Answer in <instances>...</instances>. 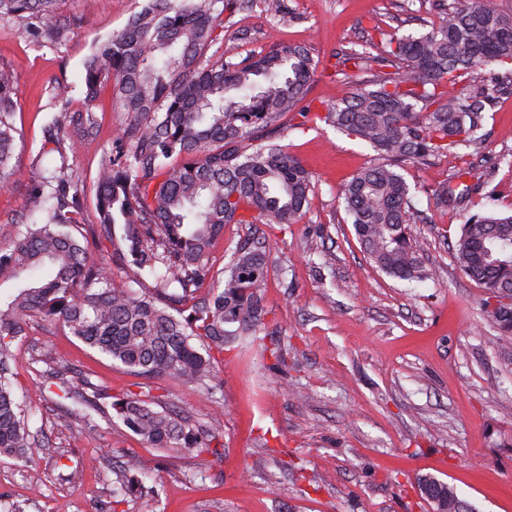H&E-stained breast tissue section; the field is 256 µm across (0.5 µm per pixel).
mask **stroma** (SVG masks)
Listing matches in <instances>:
<instances>
[{
	"label": "stroma",
	"instance_id": "1",
	"mask_svg": "<svg viewBox=\"0 0 512 512\" xmlns=\"http://www.w3.org/2000/svg\"><path fill=\"white\" fill-rule=\"evenodd\" d=\"M299 23L274 26L241 13L224 25L226 53L245 56L270 46L305 43L318 70L309 97L334 101L332 54L372 25L386 33H420L436 19L433 0H417L418 18L394 21L391 0H293ZM138 0H61L59 13L76 27L62 46L33 41L18 25L0 23V67L15 76L14 124L20 134L8 187L0 189V246L22 217L37 219L31 190L43 127L67 88L83 107V66L93 46L121 30ZM248 31L249 42L239 38ZM95 139L68 138L69 163L85 196L86 223L95 221V177L111 151L121 114L111 91L93 107ZM481 156L465 155L488 171L467 212L437 204L452 163L406 165L415 207L426 216L416 231L435 279L402 281L367 258L336 199V189L374 152L326 125L289 133L284 143L314 184L312 204L298 224H228L208 263L222 271L239 242L258 232L270 249L263 289L265 321L287 352L288 369H272L258 347L226 348L215 365L216 386L204 392L163 377L145 379L63 331L30 323L11 344L14 392L30 424L55 448L71 452L33 463L0 457V504L22 512H112L108 489L121 454L139 456L142 495L124 512H432L412 484L430 475L454 486L473 512H512V341L499 340L487 317L482 288L459 269L451 246L465 213L512 211V95L488 112ZM77 369L100 403L150 393L183 416L220 418L222 458L150 447L120 423L100 422L77 435L76 407L42 389L43 348Z\"/></svg>",
	"mask_w": 512,
	"mask_h": 512
}]
</instances>
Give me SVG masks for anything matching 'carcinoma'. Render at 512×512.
<instances>
[{"instance_id":"1","label":"carcinoma","mask_w":512,"mask_h":512,"mask_svg":"<svg viewBox=\"0 0 512 512\" xmlns=\"http://www.w3.org/2000/svg\"><path fill=\"white\" fill-rule=\"evenodd\" d=\"M438 22L418 36L370 34L334 53L332 77L344 87L333 103L308 99L316 71L304 44L276 46L244 57L216 45L224 18L250 12L279 25L298 19L290 0H143L126 27L94 45L84 63L83 110L64 106L44 125L60 166L45 168L33 189L40 219L16 221L0 248V280L31 277L0 301V456L32 463L49 447L31 432L13 391L10 344L36 317L59 326L142 377L164 375L212 392L215 355L265 332L261 292L269 273L266 247L245 242L223 271L207 254L226 224H297L311 208L310 173L280 141L318 121L368 144L370 163L338 189L368 259L402 281H424L413 230L419 215L404 165L479 151L487 108L512 93V14L493 0H434ZM19 20L43 41L59 45L72 33L58 0H0V21ZM113 84L124 118L96 177V223L83 222L85 203L67 173L60 133L94 136L92 106ZM463 87H458V84ZM13 75L0 69V186L12 176L18 131ZM473 187L445 183L435 196L463 205ZM108 242V260L89 258V245ZM460 270L483 288L485 312L499 338H512V312L491 300L512 294V214L466 218L452 245ZM123 262L153 277L135 292L115 280ZM211 290L197 295L205 282ZM43 389L80 406L76 432L97 430V401L83 380L67 378L50 352ZM112 409L123 426L153 448L222 457L212 446L221 424L195 425L159 401L118 397ZM140 463L125 456L112 482V502L141 490ZM437 512H468L455 488L432 476L417 481Z\"/></svg>"}]
</instances>
